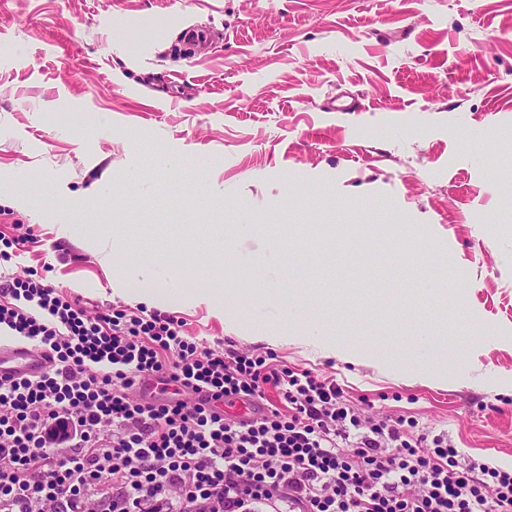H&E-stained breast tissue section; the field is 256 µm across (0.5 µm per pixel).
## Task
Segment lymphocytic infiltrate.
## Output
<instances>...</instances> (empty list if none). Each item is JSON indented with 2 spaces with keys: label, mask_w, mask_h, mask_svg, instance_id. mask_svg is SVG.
<instances>
[{
  "label": "lymphocytic infiltrate",
  "mask_w": 512,
  "mask_h": 512,
  "mask_svg": "<svg viewBox=\"0 0 512 512\" xmlns=\"http://www.w3.org/2000/svg\"><path fill=\"white\" fill-rule=\"evenodd\" d=\"M0 335L50 362L0 378V512H512V469L362 421L335 382L200 347L176 317L1 275ZM235 400L256 416H226Z\"/></svg>",
  "instance_id": "f902f5d3"
}]
</instances>
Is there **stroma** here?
<instances>
[{"label": "stroma", "mask_w": 512, "mask_h": 512, "mask_svg": "<svg viewBox=\"0 0 512 512\" xmlns=\"http://www.w3.org/2000/svg\"><path fill=\"white\" fill-rule=\"evenodd\" d=\"M19 224L17 276L117 311L151 278L185 335L512 468V0H0ZM285 306L391 368L268 343Z\"/></svg>", "instance_id": "35a3bbf8"}]
</instances>
